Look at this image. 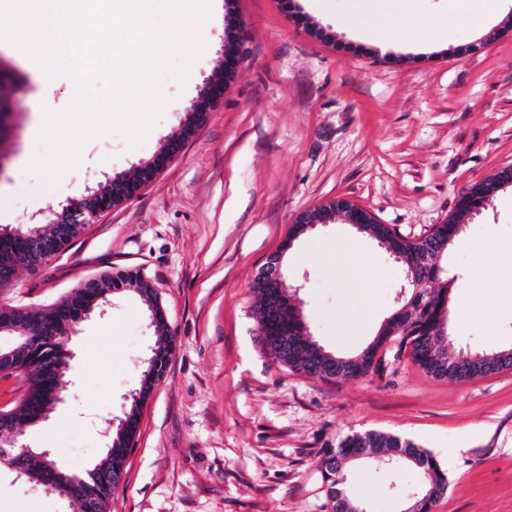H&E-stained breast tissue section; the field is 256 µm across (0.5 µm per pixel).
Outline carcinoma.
<instances>
[{
	"mask_svg": "<svg viewBox=\"0 0 512 512\" xmlns=\"http://www.w3.org/2000/svg\"><path fill=\"white\" fill-rule=\"evenodd\" d=\"M505 191L497 176L475 183L462 193L453 216L435 227L429 234L409 240L387 224H375L373 218L348 201L329 202L313 209V219L328 223L342 214L349 222L360 223L359 232L385 242L411 267L417 251L428 239L436 240L442 248L440 257L460 235L462 225L490 205L493 197ZM76 229L62 224H50L45 230L31 231L17 227L0 229V270H8L7 263L24 258L30 251L31 240L39 238L48 254H56L72 245ZM454 279L447 276L443 266L432 264L417 274V285L411 287L407 301L382 325L377 336L357 355L339 357L326 351L315 341L300 335L302 312L291 305L288 321L276 327L277 335L262 337L265 348L289 369L312 377L336 378L361 376L379 369L382 360L376 359L378 349L387 341H396L398 352H407L412 361L436 378L469 381L501 370L512 369V348L495 352L460 350L450 355L441 343L448 329L449 289ZM94 292L80 283L66 296L62 304L54 303L44 311L0 306V323L14 327L17 337L11 365L0 367V378L21 374L26 380V391L19 404L0 413L20 423L55 400H60L64 377L71 353L68 341L77 325L75 308L91 302L93 297L134 288L146 306L160 308L158 293L138 270L102 273L94 281ZM173 336L163 321L155 324L153 350L144 362L138 386L131 396L124 418L140 419L145 402V389L159 382L173 354ZM134 434L113 431L110 447L103 458L83 475L72 473L56 462L46 465L43 453L30 449L26 456L25 476L59 494L80 488L83 501L95 512H107L112 493L120 484ZM374 448H380L383 463L405 459L419 472L421 493L412 504L415 512H432L436 501L448 489V475L437 459L417 444L397 436L366 432L340 440L336 447L325 450L320 460L323 479L328 486L327 512H347L349 496L346 490L345 468L366 458Z\"/></svg>",
	"mask_w": 512,
	"mask_h": 512,
	"instance_id": "obj_1",
	"label": "carcinoma"
}]
</instances>
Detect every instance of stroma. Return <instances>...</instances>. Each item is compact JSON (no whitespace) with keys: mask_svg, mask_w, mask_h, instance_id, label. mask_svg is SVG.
Returning <instances> with one entry per match:
<instances>
[{"mask_svg":"<svg viewBox=\"0 0 512 512\" xmlns=\"http://www.w3.org/2000/svg\"><path fill=\"white\" fill-rule=\"evenodd\" d=\"M407 44L375 34L357 55L356 32L315 15L294 25L280 0H220L202 30L206 49L186 84L166 80L162 116L137 148L117 134L89 140L77 168L50 187L30 162L47 100L73 84L45 86L9 46L19 73L16 109L0 149V227L46 223L68 199L108 178L133 175L165 140L223 57L228 23L241 22L249 59L224 99L141 193L92 224L37 272L19 269L0 305L42 307L87 278L137 269L156 288L174 356L144 403L134 446L108 512H326L321 451L353 433L382 431L430 452L448 474L433 512H512V369L455 382L423 372L384 346L383 373L320 379L264 349L251 288L297 216L339 198L417 239L446 223L461 193L512 165V0L482 31L447 19L448 0H382ZM443 43L414 46L431 25ZM512 251V191L466 225L444 260L455 281L449 351L512 347V268L477 274L478 246ZM356 272L370 300L337 287L323 258ZM283 265L313 340L359 353L399 308L404 267L343 217L301 235ZM154 342L150 313L131 291L78 324L68 396L23 439L82 472L102 456L109 422L122 417ZM346 487L368 512H406L421 480L407 462L351 465ZM0 512H71L59 495L0 468Z\"/></svg>","mask_w":512,"mask_h":512,"instance_id":"1","label":"stroma"}]
</instances>
